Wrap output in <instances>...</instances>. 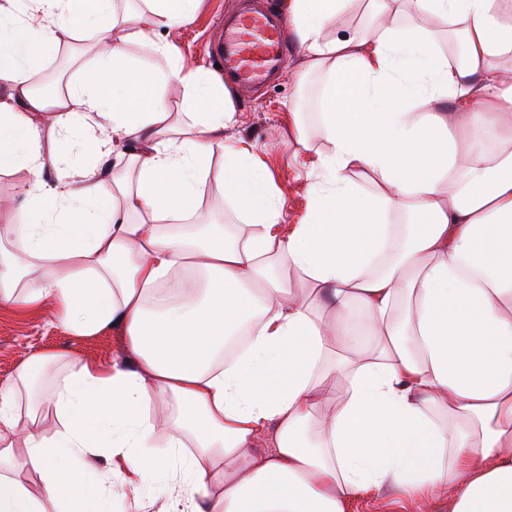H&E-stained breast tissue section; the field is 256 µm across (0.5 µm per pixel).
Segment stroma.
<instances>
[{
    "instance_id": "obj_1",
    "label": "stroma",
    "mask_w": 512,
    "mask_h": 512,
    "mask_svg": "<svg viewBox=\"0 0 512 512\" xmlns=\"http://www.w3.org/2000/svg\"><path fill=\"white\" fill-rule=\"evenodd\" d=\"M246 0H201L193 20L183 27L168 30L149 24L151 0H114V21L129 31H141V38L127 47L133 69L146 71L158 79V90L170 107V122L183 118L188 89L173 80L183 66L214 72L215 62L207 46L218 35L217 23L243 12ZM169 42L176 55L156 52V44ZM93 38L88 33L62 36L58 46L28 74L30 85L52 79L57 87L69 88L84 79L94 60ZM322 79L306 72L302 51L292 46L283 72L270 82L256 86L247 94L232 92L239 122L227 129L232 139H244L265 156L279 193L288 204V219L296 221L309 204V189L314 181L309 154L297 151L288 141V109L301 106L297 126L302 129L311 152L327 147L322 135L320 103ZM225 159L214 154L204 173V186L198 210L186 221L190 224L245 225L249 217L242 204L220 194L216 186L224 176ZM123 343L118 332L107 329L94 336L78 335L65 326L52 301L32 306L0 303V382L17 374L24 362L38 352H63L102 364L111 363Z\"/></svg>"
}]
</instances>
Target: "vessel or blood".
I'll return each mask as SVG.
<instances>
[{"label": "vessel or blood", "instance_id": "b4317fda", "mask_svg": "<svg viewBox=\"0 0 512 512\" xmlns=\"http://www.w3.org/2000/svg\"><path fill=\"white\" fill-rule=\"evenodd\" d=\"M210 51L241 87L259 83L283 66L284 21L272 12L240 15Z\"/></svg>", "mask_w": 512, "mask_h": 512}]
</instances>
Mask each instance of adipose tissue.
Instances as JSON below:
<instances>
[{"label":"adipose tissue","mask_w":512,"mask_h":512,"mask_svg":"<svg viewBox=\"0 0 512 512\" xmlns=\"http://www.w3.org/2000/svg\"><path fill=\"white\" fill-rule=\"evenodd\" d=\"M361 2L283 4L323 75L330 145L288 224L263 157L224 137L237 112L223 83L178 70L191 111L170 124L155 78L127 61L133 36L111 24L112 0H0V170L29 173L22 221L0 223V303L50 298L77 334L126 341L108 365L32 355L0 384V512L124 494L139 512L159 485L160 512H349L386 493L420 510L512 512V12L370 0L371 25L329 36ZM440 25L460 59L438 51ZM80 31L98 48L88 80L36 93L29 69ZM95 130L103 157L136 143L121 171L43 178L57 163L45 137ZM217 152L231 160L222 190L256 219L231 244L220 224L168 228L196 211ZM182 267L205 286L162 292ZM245 323L246 349L217 363ZM156 401L174 407L166 423Z\"/></svg>","instance_id":"obj_1"}]
</instances>
